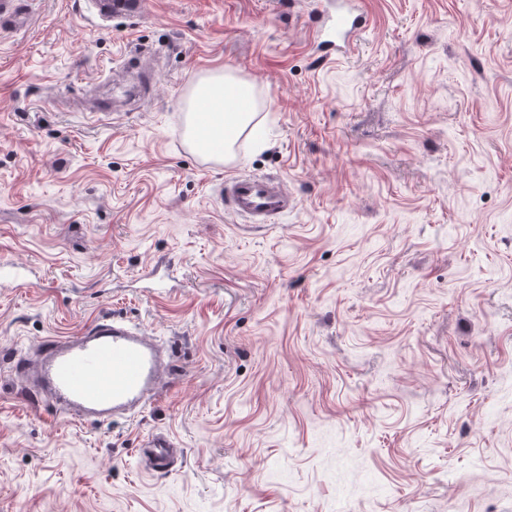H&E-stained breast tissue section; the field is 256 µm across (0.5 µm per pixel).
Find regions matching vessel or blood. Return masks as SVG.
<instances>
[{
	"label": "vessel or blood",
	"instance_id": "vessel-or-blood-1",
	"mask_svg": "<svg viewBox=\"0 0 512 512\" xmlns=\"http://www.w3.org/2000/svg\"><path fill=\"white\" fill-rule=\"evenodd\" d=\"M369 25L360 0H336L323 13L310 37L321 46L325 60L353 53ZM239 216L268 224L294 205L280 179L231 176L221 189ZM173 367L165 347L138 324L114 316H99L79 335L57 336L40 347V358L28 375V390L51 400L78 422L133 419L170 383ZM140 451L148 469L172 471L173 450L165 437L144 438Z\"/></svg>",
	"mask_w": 512,
	"mask_h": 512
}]
</instances>
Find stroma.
<instances>
[{"instance_id":"1","label":"stroma","mask_w":512,"mask_h":512,"mask_svg":"<svg viewBox=\"0 0 512 512\" xmlns=\"http://www.w3.org/2000/svg\"><path fill=\"white\" fill-rule=\"evenodd\" d=\"M0 28V512H512V0H26ZM228 66L257 112L184 142ZM281 179L259 226L225 178ZM119 314L172 346L134 421L26 393L41 341ZM151 434L181 457L141 468ZM369 25L359 0H336L335 9L323 12L310 37L321 45V56L334 62L339 56L353 53ZM244 89L250 92L248 103L240 99ZM203 104L206 105V122L192 136L188 132L189 142L197 152L226 162L233 158V145L237 137L253 120L257 103L254 102L247 82L225 66L223 70L211 72L197 82L189 113L195 112L196 106ZM214 141L220 142L218 150L221 152L217 155L210 154Z\"/></svg>"}]
</instances>
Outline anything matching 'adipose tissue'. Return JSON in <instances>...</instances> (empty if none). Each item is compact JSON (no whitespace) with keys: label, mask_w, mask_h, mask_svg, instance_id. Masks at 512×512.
Returning a JSON list of instances; mask_svg holds the SVG:
<instances>
[{"label":"adipose tissue","mask_w":512,"mask_h":512,"mask_svg":"<svg viewBox=\"0 0 512 512\" xmlns=\"http://www.w3.org/2000/svg\"><path fill=\"white\" fill-rule=\"evenodd\" d=\"M246 81L231 68L211 72L197 82L191 97L192 105L205 108L206 122L190 136L191 146L199 153L209 154L212 145H219L220 157L232 159L235 138L251 123L255 102H243L240 96Z\"/></svg>","instance_id":"adipose-tissue-1"}]
</instances>
